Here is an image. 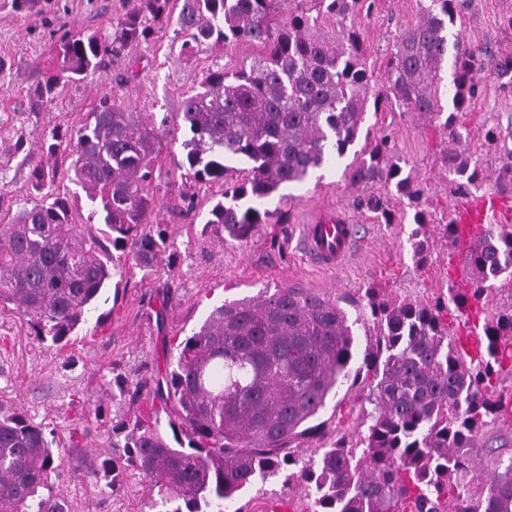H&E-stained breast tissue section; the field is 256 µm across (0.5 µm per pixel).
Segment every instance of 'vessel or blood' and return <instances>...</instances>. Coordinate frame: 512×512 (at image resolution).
Masks as SVG:
<instances>
[{
	"instance_id": "vessel-or-blood-1",
	"label": "vessel or blood",
	"mask_w": 512,
	"mask_h": 512,
	"mask_svg": "<svg viewBox=\"0 0 512 512\" xmlns=\"http://www.w3.org/2000/svg\"><path fill=\"white\" fill-rule=\"evenodd\" d=\"M503 208V201L492 196L479 197L459 206L456 222L461 235L472 238ZM356 243L354 225L338 215L323 217L303 227L301 246L305 255L326 270L338 268L349 259Z\"/></svg>"
}]
</instances>
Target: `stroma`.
Returning <instances> with one entry per match:
<instances>
[{"mask_svg": "<svg viewBox=\"0 0 512 512\" xmlns=\"http://www.w3.org/2000/svg\"><path fill=\"white\" fill-rule=\"evenodd\" d=\"M420 0H376L371 14H358L353 24L368 62L382 68L389 41L398 27L415 24ZM36 16L26 17L0 6V221H10L33 199L25 163L27 153L41 155L53 127L77 129L105 95L133 112L153 113L166 123L161 176L153 185L157 205L151 231L162 232L166 247L151 266L126 265L113 278L108 299L98 307V324H87L76 340L56 347L39 342L26 317L0 311V405L26 415L53 430L60 444L62 465L52 476L55 492L70 512H141L146 495L129 482L100 489L79 479L87 466L122 456L126 419L148 414L150 402L113 397L132 391L137 382L156 374L170 359L173 339L199 326L212 306L225 299L257 297L290 286L312 288L340 300L350 316H358L367 289L387 299H434L448 294V260L457 249L443 238L442 217L464 197L495 195L512 202V191L500 187L494 173L512 150V91L502 88L494 67H486L480 91L471 107L456 113L455 126L463 145L487 173L482 187L468 195L453 193L440 156L448 136L435 119L417 112H367L362 131L368 142L391 135L405 176L422 191L419 202L382 183L351 186L343 177L348 158L317 170L300 185L281 188L265 207L264 222L244 240H218L206 228L209 212L224 190L222 182L198 183L186 178L185 140L191 134L179 110L183 98L211 70H233L257 54L247 42H213L196 54L181 53L172 30L156 32L153 42L133 47L139 75L123 81L125 60L78 83L59 86L41 111L28 109L29 95L51 67L52 48L62 30L111 31L129 7V0H39ZM465 41L512 53V0H464L457 22ZM498 140L488 145L487 129ZM22 151H15V143ZM192 196L193 209L183 208L181 196ZM379 209L365 206V199ZM393 223H384L381 210ZM423 210L425 249L415 254L413 216ZM341 214L358 229L359 246L340 268L322 270L298 248L303 225L323 213ZM364 401V386L344 387L329 399L322 415L319 439L298 442L308 456L317 440L335 434L355 440L356 417ZM292 498L301 512L304 490L286 474L257 484L235 501L244 512H266L275 499Z\"/></svg>", "mask_w": 512, "mask_h": 512, "instance_id": "obj_1", "label": "stroma"}]
</instances>
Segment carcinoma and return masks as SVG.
Masks as SVG:
<instances>
[{
    "label": "carcinoma",
    "mask_w": 512,
    "mask_h": 512,
    "mask_svg": "<svg viewBox=\"0 0 512 512\" xmlns=\"http://www.w3.org/2000/svg\"><path fill=\"white\" fill-rule=\"evenodd\" d=\"M314 2L317 16L297 10L281 20L285 0H133L112 33L60 38L30 111L161 28L184 37L181 49L189 53L213 40L259 46L236 70L207 73L181 102L195 180L224 179L227 160L248 165L247 178L224 190L205 222L221 240H244L268 215L257 204L345 156L368 104L376 112L442 116L438 84L449 61L453 112L443 122L450 144L441 163L466 177L460 187L480 186L486 174L462 149L454 113L476 98L492 58L497 77L512 88V55L495 58L490 47L452 31L460 0H428L420 20L393 35L373 93L359 36L346 25L371 12V0ZM321 14L341 25L336 38L318 33ZM50 138L47 153L70 159L68 179L85 193L89 218L100 227L88 231L56 191V167L26 156L37 199L0 224V310L15 306L39 341L57 346L88 323L119 271L103 240L139 265L161 250L146 224L156 206L163 135L153 116L104 96L76 131L55 127ZM343 176L353 186L392 183L418 200L386 136ZM466 263L470 287L452 288L446 299L393 301L367 289L364 309L378 339L364 358L369 381L356 443L338 435L296 458L292 444L316 429L329 394L360 370L351 366L354 334L339 301L312 288H277L214 305L198 329L172 342L173 362L139 383L136 392L171 406L168 427L188 447L171 445L160 417L136 416L123 427L126 464L105 458L83 471L82 481L112 487L130 467L157 512H224L243 489L300 462L288 482L304 487L308 512H512V462L491 450L483 460L477 454L486 429L512 411V399L498 389L501 376L512 375V305L484 322V344L473 356L442 318L454 310L469 324V311L489 303L494 282L512 279V227L489 225ZM57 446L43 425L0 408V512H69L48 483L60 465Z\"/></svg>",
    "instance_id": "cac0c4a2"
}]
</instances>
